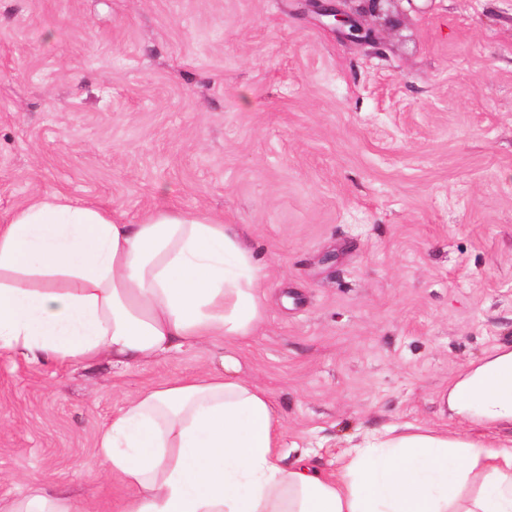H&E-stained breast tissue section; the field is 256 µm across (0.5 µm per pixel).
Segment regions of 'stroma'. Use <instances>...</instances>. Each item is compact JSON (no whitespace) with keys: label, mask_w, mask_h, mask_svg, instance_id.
I'll return each instance as SVG.
<instances>
[{"label":"stroma","mask_w":512,"mask_h":512,"mask_svg":"<svg viewBox=\"0 0 512 512\" xmlns=\"http://www.w3.org/2000/svg\"><path fill=\"white\" fill-rule=\"evenodd\" d=\"M58 193L244 225L266 315L130 366L0 355L1 500L113 512L100 429L226 355L271 393L289 464L335 471L394 424L495 438L443 397L512 345V0H398L369 43L310 0H0V215ZM1 512H88L81 509L79 503L62 494H47L43 489L36 488L21 500L1 504Z\"/></svg>","instance_id":"stroma-1"}]
</instances>
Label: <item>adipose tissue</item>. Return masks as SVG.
I'll return each instance as SVG.
<instances>
[{
    "label": "adipose tissue",
    "mask_w": 512,
    "mask_h": 512,
    "mask_svg": "<svg viewBox=\"0 0 512 512\" xmlns=\"http://www.w3.org/2000/svg\"><path fill=\"white\" fill-rule=\"evenodd\" d=\"M265 273L236 225L160 206L137 224L55 194L0 217V352L30 361L138 364L255 336ZM459 420L496 425L482 448L457 431L394 425L340 450L335 472L279 453L268 390L223 370L141 390L100 430L126 490L117 512H512V350L448 386ZM0 512H82L34 489Z\"/></svg>",
    "instance_id": "adipose-tissue-1"
}]
</instances>
